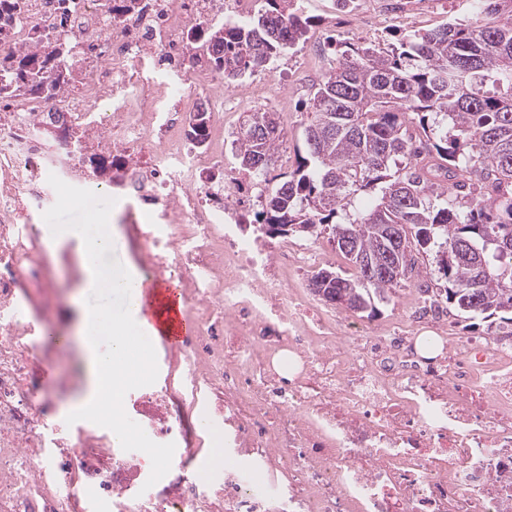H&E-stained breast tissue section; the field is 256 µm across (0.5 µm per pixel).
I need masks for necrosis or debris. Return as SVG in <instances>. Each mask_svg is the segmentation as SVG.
<instances>
[{
    "mask_svg": "<svg viewBox=\"0 0 512 512\" xmlns=\"http://www.w3.org/2000/svg\"><path fill=\"white\" fill-rule=\"evenodd\" d=\"M256 0H0V52L66 53L55 98L0 95V512H512V336H462L432 292L366 325L326 309L310 271L318 246L251 229L238 199L253 174L224 168L229 108L276 96L272 75L225 82L206 32ZM164 73L173 83L150 85ZM208 112L193 147L190 120ZM117 158L113 184L165 222L150 262L185 285L195 332L168 362L224 426V480L188 478L203 439L183 390L129 391L130 419L175 452L151 460L109 429L67 423L75 373L42 391L31 334L45 279L22 260L14 221L55 165L82 170L86 142ZM428 329L440 352L421 355Z\"/></svg>",
    "mask_w": 512,
    "mask_h": 512,
    "instance_id": "obj_1",
    "label": "necrosis or debris"
}]
</instances>
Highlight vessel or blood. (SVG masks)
Instances as JSON below:
<instances>
[{"label": "vessel or blood", "mask_w": 512, "mask_h": 512, "mask_svg": "<svg viewBox=\"0 0 512 512\" xmlns=\"http://www.w3.org/2000/svg\"><path fill=\"white\" fill-rule=\"evenodd\" d=\"M184 294L183 283L170 278H158L131 290V309L136 310L138 319L146 321L151 342L167 353L178 350L195 330L194 321L181 306Z\"/></svg>", "instance_id": "b4317fda"}]
</instances>
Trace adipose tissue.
Masks as SVG:
<instances>
[{
  "mask_svg": "<svg viewBox=\"0 0 512 512\" xmlns=\"http://www.w3.org/2000/svg\"><path fill=\"white\" fill-rule=\"evenodd\" d=\"M101 312L95 308H82L78 324V334L82 338L79 355L84 374L82 395L78 401L81 409L99 410L98 394L105 383L118 378L125 355V345L133 330L128 326H118L112 330V349L100 352L96 342L88 336L90 326L100 323Z\"/></svg>",
  "mask_w": 512,
  "mask_h": 512,
  "instance_id": "adipose-tissue-1",
  "label": "adipose tissue"
}]
</instances>
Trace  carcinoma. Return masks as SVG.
Returning <instances> with one entry per match:
<instances>
[{
  "mask_svg": "<svg viewBox=\"0 0 512 512\" xmlns=\"http://www.w3.org/2000/svg\"><path fill=\"white\" fill-rule=\"evenodd\" d=\"M476 17L415 31L387 46L343 42L314 86L304 154L278 175L259 220L267 234L326 231L353 272L319 269L321 298L373 317L377 304L419 271L432 245L440 292L457 309L512 324V0H473ZM311 20L294 0H265L247 25L211 30L213 63L232 81L301 42ZM12 57H0V69ZM14 61V60H12ZM61 51H26L0 74L12 86L55 88ZM285 134L275 112L248 113L235 159L267 178ZM372 202L347 210L351 194ZM466 243L468 260L456 257Z\"/></svg>",
  "mask_w": 512,
  "mask_h": 512,
  "instance_id": "1",
  "label": "carcinoma"
}]
</instances>
